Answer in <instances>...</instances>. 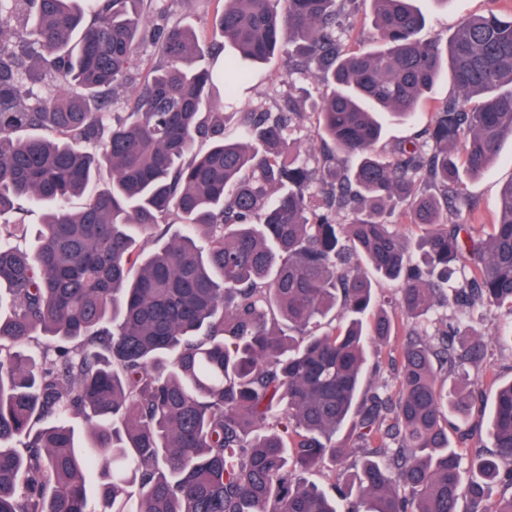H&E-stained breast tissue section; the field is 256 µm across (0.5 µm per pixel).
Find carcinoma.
I'll use <instances>...</instances> for the list:
<instances>
[{
    "mask_svg": "<svg viewBox=\"0 0 512 512\" xmlns=\"http://www.w3.org/2000/svg\"><path fill=\"white\" fill-rule=\"evenodd\" d=\"M153 2L0 0V218L16 215L0 233V512H459L464 497L512 512V495L483 507L512 488V380L493 451L465 456L448 428L466 435L476 395L435 368L482 359L470 306L512 310V180L486 235L448 222L477 210L461 178L512 140V14L462 18L444 49L415 0H371L381 45L351 52L353 0H217L218 44L151 23ZM144 43L155 62L114 112ZM277 54L331 83L321 158L294 103L224 135L216 94ZM446 64L457 95L424 112ZM385 117L426 118L390 159ZM29 205L44 218L21 249ZM403 223L426 232L412 243ZM373 275L400 282L421 325L394 392L361 388L367 345L392 329ZM351 448L334 491L292 481Z\"/></svg>",
    "mask_w": 512,
    "mask_h": 512,
    "instance_id": "1",
    "label": "carcinoma"
}]
</instances>
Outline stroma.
<instances>
[{"label":"stroma","mask_w":512,"mask_h":512,"mask_svg":"<svg viewBox=\"0 0 512 512\" xmlns=\"http://www.w3.org/2000/svg\"><path fill=\"white\" fill-rule=\"evenodd\" d=\"M417 7L426 19L421 32L423 38L448 42L461 16L483 14L488 10L512 12V0H448L447 4H438L437 0H416ZM158 8L163 11V20L181 22L203 30L213 27L215 0H158ZM286 63L283 58H275L257 70L255 79L247 89L241 91L237 101L227 105L224 110V124L227 134L238 132L237 119L239 113L251 111L257 107L279 111L288 100H295L305 118L298 132L303 148L319 151L321 145L309 136L312 125V112L330 90L329 81L321 76L297 75L287 77ZM512 181V140L505 141L495 164L483 175L470 179L463 178L460 185L462 193L478 205V213L474 218L477 233H485L486 226L491 223L496 211L501 186ZM512 320V312L501 308L486 314L475 311V331L484 336L488 344V353L483 366L472 369L471 377L480 391L478 408L472 421L478 426L476 433L484 447H491L484 424L491 412L495 387L498 380L512 379V341L498 337L497 332L503 323ZM395 330L384 344H372L368 350L370 371L367 383L388 381L389 385H397L398 373L395 369L401 358V350L410 327L405 318L395 317Z\"/></svg>","instance_id":"1"}]
</instances>
